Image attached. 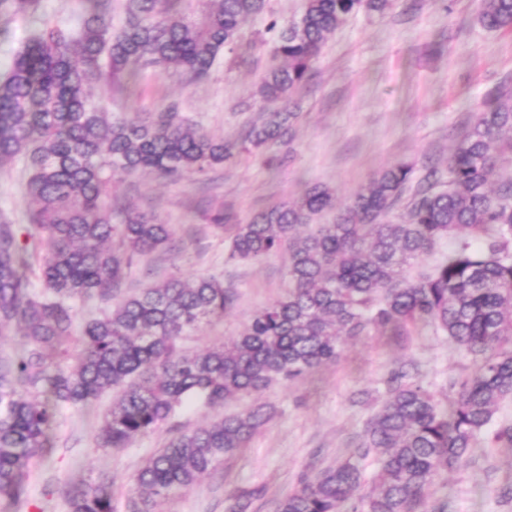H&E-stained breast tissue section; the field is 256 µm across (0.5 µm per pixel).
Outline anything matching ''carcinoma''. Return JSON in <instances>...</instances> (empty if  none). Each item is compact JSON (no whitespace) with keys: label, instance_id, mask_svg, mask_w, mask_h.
<instances>
[{"label":"carcinoma","instance_id":"1","mask_svg":"<svg viewBox=\"0 0 512 512\" xmlns=\"http://www.w3.org/2000/svg\"><path fill=\"white\" fill-rule=\"evenodd\" d=\"M79 27L41 18V0H0V19L30 28L0 78V164L23 162L27 223L0 212V336L21 351L0 356V495L18 500L31 468L51 454L53 406H86L112 394L96 433L100 448H130L166 427V445L136 475L131 512L190 490L247 447L269 414L261 404L193 429L180 421L198 404L215 410L275 383L334 363L348 340L375 329L407 336L441 332L475 358L441 403L403 369L369 420L355 452L283 495L275 512H426L431 487L458 468L486 432L512 448V423H496L512 399V91L491 92L448 155V179L394 164L336 204L314 185L247 224H226L224 204L208 221L233 230L229 258L259 262L288 254V291L241 331L202 350L183 337L221 321L238 301L213 276H171L127 294L132 266L171 246L174 232L112 196L118 175L153 172L171 181L203 175L237 154L286 146L300 113L286 109L309 79L328 35L359 14L382 15L392 0H304L300 17L270 21L260 40L242 28L266 0H81ZM488 29L512 31V0H479ZM269 41L274 54L257 89L265 112L231 143L190 121L180 103L159 112H112L87 88L120 94L147 72L206 80L230 52ZM337 211L332 224L313 217ZM427 270L418 261L448 241ZM38 275L42 287L33 286ZM378 465L368 491L361 461ZM69 512H114L112 480L66 491ZM256 493L236 491L228 512H249Z\"/></svg>","mask_w":512,"mask_h":512}]
</instances>
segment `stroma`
<instances>
[{"label": "stroma", "instance_id": "1", "mask_svg": "<svg viewBox=\"0 0 512 512\" xmlns=\"http://www.w3.org/2000/svg\"><path fill=\"white\" fill-rule=\"evenodd\" d=\"M477 0H396L382 15L351 17L329 35L307 85L293 95L302 118L292 151L278 163L243 154L210 172L171 183L143 173L115 181L112 192L132 208L172 225L175 250L154 253L130 270L126 286L144 287L176 273L183 278L215 275L239 292L223 321L185 337L194 351L239 332L249 315L286 291L283 255L259 264L227 259L226 233L207 224L196 205L223 201L234 223L244 224L268 207L322 184L347 200L391 164L418 171L442 168L459 129L478 112L491 91L512 90V32H496L477 20ZM270 58L269 46L250 57L225 56L208 80L185 85L176 72L148 73L120 112H152L179 101L192 122L227 140L241 138L257 120L254 93ZM21 164L0 168V211L26 221ZM415 373L439 401L448 382L474 370L472 356L446 336L417 330L401 343L377 330L347 344L341 358L314 373L226 404L237 413L256 403L272 412L247 448L224 461L191 490L160 503L158 512H226L240 489H261L253 512H274L276 499L344 457L386 395L391 370ZM108 399L88 408L62 405L49 432L52 453L29 473L21 503L0 501V512H69L68 486L98 476L113 481L115 512H127L134 478L144 460L164 446L158 431L133 447H98L95 434ZM430 512H512V448L477 441L456 471L442 475L428 499Z\"/></svg>", "mask_w": 512, "mask_h": 512}]
</instances>
